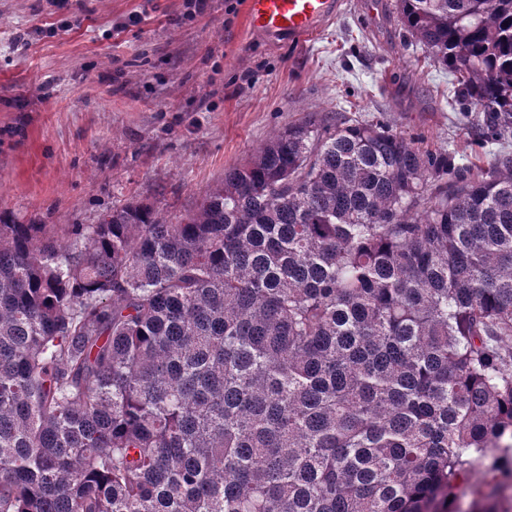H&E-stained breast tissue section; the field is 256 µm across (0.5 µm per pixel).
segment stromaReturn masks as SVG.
I'll return each instance as SVG.
<instances>
[{
  "label": "stroma",
  "mask_w": 512,
  "mask_h": 512,
  "mask_svg": "<svg viewBox=\"0 0 512 512\" xmlns=\"http://www.w3.org/2000/svg\"><path fill=\"white\" fill-rule=\"evenodd\" d=\"M476 114L397 0H347L303 41L253 32L246 0H0V211L22 224L137 200L178 216L313 116L380 120L477 169L512 134L484 139Z\"/></svg>",
  "instance_id": "obj_1"
}]
</instances>
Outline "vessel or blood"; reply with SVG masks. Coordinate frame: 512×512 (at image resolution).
Listing matches in <instances>:
<instances>
[{
	"mask_svg": "<svg viewBox=\"0 0 512 512\" xmlns=\"http://www.w3.org/2000/svg\"><path fill=\"white\" fill-rule=\"evenodd\" d=\"M342 6V0H247V14L254 31L300 40L340 14Z\"/></svg>",
	"mask_w": 512,
	"mask_h": 512,
	"instance_id": "obj_1",
	"label": "vessel or blood"
}]
</instances>
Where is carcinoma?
<instances>
[{"mask_svg":"<svg viewBox=\"0 0 512 512\" xmlns=\"http://www.w3.org/2000/svg\"><path fill=\"white\" fill-rule=\"evenodd\" d=\"M398 11L512 133V0ZM505 487L512 155L311 117L173 220L0 212V512H509Z\"/></svg>","mask_w":512,"mask_h":512,"instance_id":"carcinoma-1","label":"carcinoma"}]
</instances>
